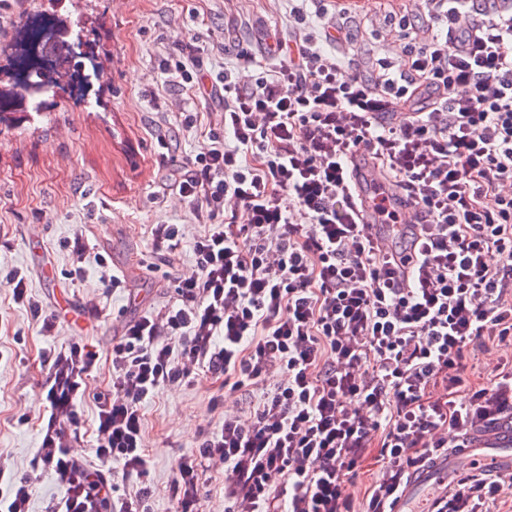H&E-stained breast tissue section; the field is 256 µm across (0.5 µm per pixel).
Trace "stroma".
<instances>
[{"instance_id":"obj_1","label":"stroma","mask_w":512,"mask_h":512,"mask_svg":"<svg viewBox=\"0 0 512 512\" xmlns=\"http://www.w3.org/2000/svg\"><path fill=\"white\" fill-rule=\"evenodd\" d=\"M46 15H83L97 42L102 72L88 93L64 94L0 135V268L23 269L46 312L55 301L84 305L98 297L102 314L61 318L58 335L44 336L12 289L0 284V455L15 471L29 468L38 431L48 422L41 386L45 351L75 341L95 352L98 369L80 407L82 445L91 448L97 400L112 374V340L125 324L176 296L174 279L193 268L189 249L174 259L153 252L154 224H183L189 206L172 173L210 146L222 108L193 88L169 89L159 69L178 44L193 43L201 69L216 80L240 52L261 56L270 34L288 32V0H39ZM399 0H358L368 18L352 34L360 53L353 68L367 70L373 55L395 51L384 16ZM194 112L196 127L182 131L179 115ZM89 244L85 278L71 280L73 258L63 243ZM124 279L111 290L100 281L96 254ZM218 386L200 381L162 390L143 408L144 444L154 459L146 481L154 512H172L165 490L176 461L195 451L202 433L218 427L208 401Z\"/></svg>"}]
</instances>
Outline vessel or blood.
Segmentation results:
<instances>
[{"mask_svg":"<svg viewBox=\"0 0 512 512\" xmlns=\"http://www.w3.org/2000/svg\"><path fill=\"white\" fill-rule=\"evenodd\" d=\"M351 178L358 192L359 219L365 224L372 223L375 204L381 197L392 196L393 190L377 170L364 165L353 169ZM473 469L493 475L512 473L511 425L503 423L490 432L476 435L467 447L453 449L414 471L395 512H408L409 505L420 494L447 484L449 475Z\"/></svg>","mask_w":512,"mask_h":512,"instance_id":"1","label":"vessel or blood"}]
</instances>
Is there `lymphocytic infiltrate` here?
<instances>
[{
  "mask_svg": "<svg viewBox=\"0 0 512 512\" xmlns=\"http://www.w3.org/2000/svg\"><path fill=\"white\" fill-rule=\"evenodd\" d=\"M309 3L288 0L292 36L250 80L233 66L210 84L191 51L165 61L169 82L224 103L212 147L175 178L199 232L150 227L156 254L189 246L194 270L113 339L91 456L78 407L97 356L49 352V422L29 471L0 467V512H31L47 471L62 486L51 512H151L142 408L196 373L259 397L178 461L174 512H199L214 463L224 512H391L413 469L512 418L507 362L490 384L465 378L471 344L512 347V0H424V29L394 14L400 50L366 75L342 65L351 9ZM361 149L417 223L383 204L356 222ZM370 459L357 503L348 486ZM503 495L512 473L475 472L434 509L489 512Z\"/></svg>",
  "mask_w": 512,
  "mask_h": 512,
  "instance_id": "lymphocytic-infiltrate-1",
  "label": "lymphocytic infiltrate"
}]
</instances>
